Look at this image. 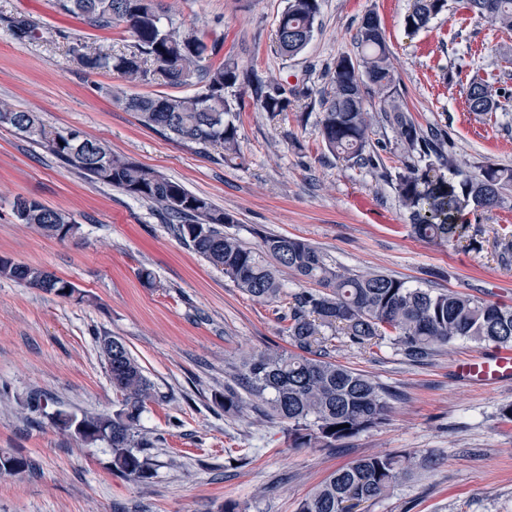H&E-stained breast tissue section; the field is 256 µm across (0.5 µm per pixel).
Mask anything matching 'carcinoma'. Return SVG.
I'll list each match as a JSON object with an SVG mask.
<instances>
[{"mask_svg":"<svg viewBox=\"0 0 512 512\" xmlns=\"http://www.w3.org/2000/svg\"><path fill=\"white\" fill-rule=\"evenodd\" d=\"M59 4L61 10L83 17L98 29L122 22L134 38L133 50L125 53L74 45L72 60L84 70L117 72L132 83L192 89L184 96H118L116 102L137 114L145 126L179 141L203 149L221 147L226 160L240 158L238 125L227 89L248 86L255 108L272 116L288 111L292 100L303 94L296 85L290 88L254 69H242L232 57L214 62L222 40L164 28V7L158 0H59ZM447 7L448 0H412L405 28L415 34ZM465 8L512 30V0H465ZM319 13L320 0H288L276 29L280 56L292 59L306 49ZM352 39L356 52L336 59L320 100L318 126L323 144L351 166H371L380 159L372 129L379 122L387 123L404 153L402 168L391 177V184L413 233L429 242L457 240L468 225V215L477 217L504 203L505 195L512 192V167L458 168L448 133L422 128L403 103L377 16L365 15ZM148 60L154 68L145 67ZM373 97L381 103L377 110L370 102ZM466 104L479 115L493 110L495 101L486 81L470 83ZM0 126L36 138L63 165L85 178L156 205L184 244L224 272L244 294L258 300L278 299L282 270L318 285L290 296L284 320L294 350L249 353L238 383L224 384L219 395L226 413L242 408L244 391L261 401L262 414L282 424L292 448H335L379 426L389 412L387 388L330 359L327 329L361 349L387 340L413 359L428 357L456 341L512 344V307L456 291L412 288L382 272L354 274L331 264L322 251L300 238L263 234L260 248H249L224 232V225L236 219L209 198L112 153L79 130L47 129L33 113L6 105H0ZM14 213L21 223L60 240L73 238L80 230L73 217L32 198H17ZM0 277L63 298L76 293L70 281L6 256H0ZM102 354L112 388L120 397L119 408L111 414L81 417L57 409L49 418L58 430L86 443H106L113 471L142 482L153 468L151 444L140 428L153 384L120 338L112 337V352ZM29 467L30 461L23 457H0L1 473H19ZM406 474L402 461L394 456H364L330 472L299 502L297 512H352L385 496Z\"/></svg>","mask_w":512,"mask_h":512,"instance_id":"1","label":"carcinoma"}]
</instances>
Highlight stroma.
Instances as JSON below:
<instances>
[{"instance_id":"stroma-1","label":"stroma","mask_w":512,"mask_h":512,"mask_svg":"<svg viewBox=\"0 0 512 512\" xmlns=\"http://www.w3.org/2000/svg\"><path fill=\"white\" fill-rule=\"evenodd\" d=\"M174 27L224 42L223 54L304 87L287 112L257 111L249 88L229 89L239 108L242 157L199 149L144 126L110 96H164L160 84L129 83L113 72L77 66L74 43L109 52L131 48L124 24L99 30L65 14L57 0H0V101L35 113L52 129L74 128L112 152L154 169L233 214L229 226L252 248L260 233L296 236L353 273L379 270L410 286L452 289L512 307V196L483 213L481 251L416 238L387 173L402 165L392 130L376 124L377 168L332 156L318 134L327 71L354 51L366 14L385 30L399 91L414 120L448 133L465 169L512 166V31L477 18L454 0L428 28L411 34L409 0H321L312 41L282 58L275 33L287 0H163ZM32 20L30 37L11 23ZM488 81L498 107L469 112L470 80ZM69 213L76 238L45 236L16 219L17 197ZM0 255L41 266L72 282L62 298L0 277V456H23L31 468L0 474V512H296L332 470L368 455L409 460L410 473L365 512H512V383L471 388L452 368L492 345L458 341L413 362L396 346L361 350L331 342L337 363L388 388L380 426L337 448H292L280 425L259 419L253 398L225 413L215 400L230 368L268 346L289 349L278 306L243 294L221 271L185 246L161 214L122 190L74 173L32 138L0 127ZM149 268L154 286L137 272ZM127 345L153 384L141 425L155 442L153 476L133 482L113 474L105 444L89 445L56 429L29 406L109 414L112 389L98 339Z\"/></svg>"}]
</instances>
